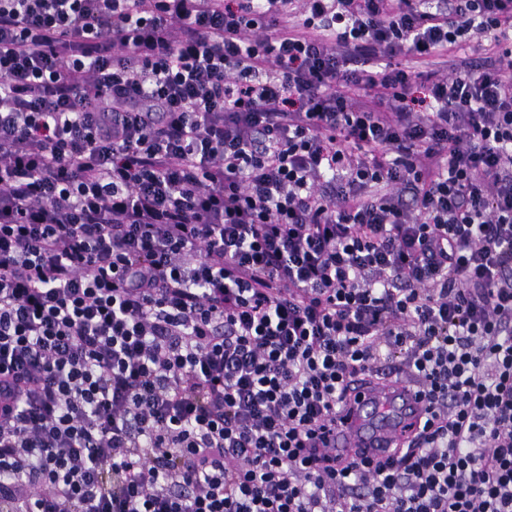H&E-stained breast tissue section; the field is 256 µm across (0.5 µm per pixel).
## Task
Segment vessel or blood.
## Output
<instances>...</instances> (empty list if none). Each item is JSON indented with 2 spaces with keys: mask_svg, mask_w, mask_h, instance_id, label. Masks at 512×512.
Segmentation results:
<instances>
[{
  "mask_svg": "<svg viewBox=\"0 0 512 512\" xmlns=\"http://www.w3.org/2000/svg\"><path fill=\"white\" fill-rule=\"evenodd\" d=\"M427 416L419 389L393 378H354L336 408V428L329 438L337 457L371 463L394 456L409 444Z\"/></svg>",
  "mask_w": 512,
  "mask_h": 512,
  "instance_id": "vessel-or-blood-1",
  "label": "vessel or blood"
}]
</instances>
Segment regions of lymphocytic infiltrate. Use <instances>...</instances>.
Wrapping results in <instances>:
<instances>
[{"label": "lymphocytic infiltrate", "instance_id": "obj_1", "mask_svg": "<svg viewBox=\"0 0 512 512\" xmlns=\"http://www.w3.org/2000/svg\"><path fill=\"white\" fill-rule=\"evenodd\" d=\"M0 512H512V0H0ZM427 415V403L415 385L355 377L336 407V429L328 446L342 460L385 462L396 448L411 442Z\"/></svg>", "mask_w": 512, "mask_h": 512}]
</instances>
